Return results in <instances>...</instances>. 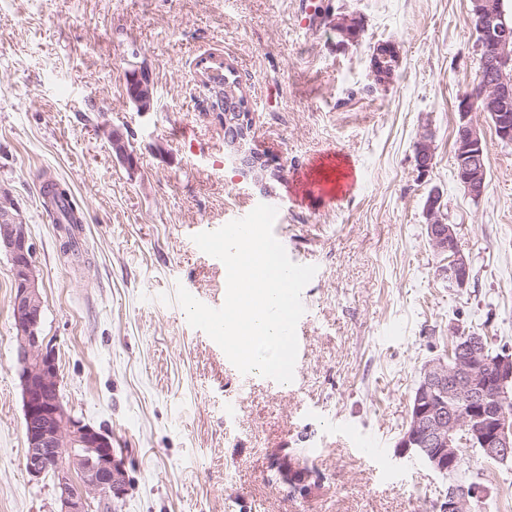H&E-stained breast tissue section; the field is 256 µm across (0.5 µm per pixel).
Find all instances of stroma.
<instances>
[{
    "label": "stroma",
    "instance_id": "stroma-1",
    "mask_svg": "<svg viewBox=\"0 0 512 512\" xmlns=\"http://www.w3.org/2000/svg\"><path fill=\"white\" fill-rule=\"evenodd\" d=\"M299 1L0 0V190L33 246L62 402L111 436L126 470L116 512H440L447 479L399 446L421 368L457 325L512 347V144L488 114L474 115L484 197L454 177L457 98L479 71L470 0H303L319 15L305 28ZM340 13L362 22L342 46L327 21ZM385 41L399 64L379 86L371 55ZM212 53L246 92L254 146L282 167L270 194L228 158L196 77ZM143 63L149 112L126 93ZM425 127L434 161L422 175ZM331 162L348 177L323 197L308 184ZM47 177L82 212L75 249L43 204ZM433 191L474 270L462 290L440 279L427 243ZM272 199L289 256L317 268L295 379L279 388L243 381L176 299L182 287L222 306L225 266L193 236ZM13 295L1 252L0 512H57L51 477L25 470ZM340 424L373 438L381 464L337 437ZM459 478L484 486L476 512H512V465L470 449Z\"/></svg>",
    "mask_w": 512,
    "mask_h": 512
}]
</instances>
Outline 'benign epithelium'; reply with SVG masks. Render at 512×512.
<instances>
[{"label":"benign epithelium","instance_id":"benign-epithelium-1","mask_svg":"<svg viewBox=\"0 0 512 512\" xmlns=\"http://www.w3.org/2000/svg\"><path fill=\"white\" fill-rule=\"evenodd\" d=\"M472 15L479 24L480 39L474 52L480 56L478 73L481 93L474 99L458 97L459 131L455 173L464 193L478 202L486 192L487 142L473 122L479 110L492 116L495 133L504 143L512 142V19L506 16L502 0H471ZM331 26L345 43L357 38L359 21L349 15L331 18ZM398 60L394 44L377 45L371 57L374 80L388 83L387 62ZM228 108L224 131L244 148L235 155L244 170L256 178L279 177L272 157L248 147L251 123L247 105L239 104L229 77H224ZM416 165L421 172L433 163L431 134L424 130L415 146ZM442 196L426 201L427 240L442 258L439 277L450 288H465L473 280V269L456 235L455 225L445 222ZM10 257L14 279L13 318L21 363L27 450L25 469L29 476L53 478L58 512H104L115 509L126 490L123 464L116 459L112 438L64 407L59 390L55 351L40 336L43 300L33 264V247L26 225L10 209L9 195L0 193V250ZM452 344L445 353L424 364L415 388L414 406L409 414L399 447L411 451L429 469L448 478L460 471L461 451L476 447L489 461L512 458V414L502 406L501 397L512 384V354H492L484 337L474 330L454 328ZM464 398L466 409L455 401ZM485 488L477 483L448 486L441 512H474L484 498Z\"/></svg>","mask_w":512,"mask_h":512}]
</instances>
